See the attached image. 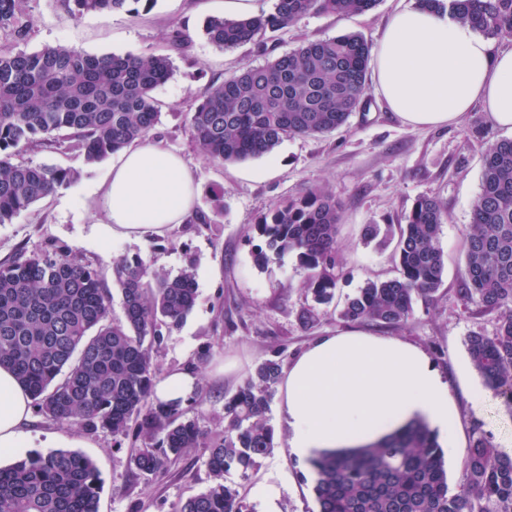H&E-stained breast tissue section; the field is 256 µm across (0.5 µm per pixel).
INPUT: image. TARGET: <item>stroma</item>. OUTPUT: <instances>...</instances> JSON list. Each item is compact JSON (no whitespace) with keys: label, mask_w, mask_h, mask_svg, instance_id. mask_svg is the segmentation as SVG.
Wrapping results in <instances>:
<instances>
[{"label":"stroma","mask_w":512,"mask_h":512,"mask_svg":"<svg viewBox=\"0 0 512 512\" xmlns=\"http://www.w3.org/2000/svg\"><path fill=\"white\" fill-rule=\"evenodd\" d=\"M411 0H380L372 10L352 17L310 14L286 28L268 33V52L254 44L232 50L215 48L203 34L206 18L224 13V0H139L134 11L90 13L74 20L53 0H27L33 19L29 39L21 50L67 45L94 55L167 54L174 62L172 76L158 86L154 97L161 112L150 132L151 141L179 156L199 185L195 209L207 212V224H175L163 235L136 242L97 245L93 225L105 223L93 187L103 182L111 160L84 164L64 149L31 150L20 161L79 169L78 179L21 212L10 224H0V260L17 249L39 251L65 246L111 277L112 263L139 256L154 268L177 275L193 268L197 301L188 318L163 336L156 354L161 372L174 368L193 371L198 379L189 416L203 430L224 429V395L254 373L262 360L274 356L290 362L321 336L349 329L339 316L347 296L367 281L396 277V243L366 242L368 225L402 223L414 200L428 194L446 205L440 245L445 253L444 282L436 297L414 304L409 323L393 330V337L421 348L448 385L455 407L452 427L458 451L446 455L448 484L456 486L473 436L487 437L499 449L512 448V408L487 389L474 370L464 341L474 331L492 333L496 317L476 313L460 294L464 246L472 221V205L479 193L483 156L490 144L504 138L481 107H474L456 126L414 127L390 112L378 95L366 110L353 113L340 130L320 136L285 138L272 154L239 162H217L193 144L186 116L214 83L223 82L242 66L265 64L269 54L293 51L305 40L360 34L377 43L388 17ZM188 36L182 50L170 47L174 29ZM312 187L328 189L341 204L337 246L343 276L332 303L318 309V318L302 323L313 307L306 288L307 270L295 254L269 255L257 264L262 240L253 230L261 214ZM223 190L215 202V190ZM481 395V411L470 399ZM269 416L276 447L247 476L232 472L230 479L249 503L262 484L278 487L280 506L288 512H317L309 464L292 457L287 432L277 410ZM69 449L93 459L103 479L100 512H130L142 503L143 512H175L187 497L209 483L203 449L184 457L167 475L147 481L136 476L129 460L137 446L132 440L115 442L106 432L35 417L25 430L21 447L0 456L11 464L25 453Z\"/></svg>","instance_id":"35a3bbf8"}]
</instances>
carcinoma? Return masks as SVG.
<instances>
[{"instance_id":"obj_1","label":"carcinoma","mask_w":512,"mask_h":512,"mask_svg":"<svg viewBox=\"0 0 512 512\" xmlns=\"http://www.w3.org/2000/svg\"><path fill=\"white\" fill-rule=\"evenodd\" d=\"M26 0H0V224L71 185L79 172L17 162L27 150L63 146L97 164L146 138L160 118L153 95L173 74L167 55L88 54L71 46L15 50L33 23ZM140 0H57L71 18L130 11ZM379 0H275L267 16L211 17L207 40L224 51L255 43L306 14L349 17ZM449 11L492 37L512 36V0H418ZM372 46L358 33L307 40L262 66H244L211 85L189 117L192 140L212 160L238 162L271 154L291 136L343 127L366 108ZM341 206L311 188L263 214L254 230L266 250L296 254L309 270L315 302L332 301L340 267L336 246ZM444 202L420 196L399 226V276L367 282L347 299L340 317L400 328L414 302L441 287L445 256ZM123 318H112V289ZM463 298L497 315L495 331L465 339L471 363L488 389L512 404V139L485 153L480 192L465 247ZM197 299L193 270L170 276L139 257L113 263L107 282L90 263L63 247L17 250L0 261V366L11 368L43 418L102 430L135 431L141 446L130 458L138 476L169 472L192 449L204 448L210 484L175 512H253L231 470L247 472L270 456L275 434L270 404L282 361L266 359L232 393L224 394V435L209 437L186 416L182 401L153 398V353L163 330L180 326ZM318 512H512V456L487 438H473L455 490L436 433L423 421L360 452L310 461ZM103 480L95 463L73 450L29 452L0 466V512H99Z\"/></svg>"}]
</instances>
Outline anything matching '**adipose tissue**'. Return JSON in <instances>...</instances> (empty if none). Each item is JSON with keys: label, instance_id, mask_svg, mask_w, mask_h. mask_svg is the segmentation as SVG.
<instances>
[{"label": "adipose tissue", "instance_id": "1", "mask_svg": "<svg viewBox=\"0 0 512 512\" xmlns=\"http://www.w3.org/2000/svg\"><path fill=\"white\" fill-rule=\"evenodd\" d=\"M372 61L376 92L407 124L457 125L478 105L512 132V49H495L449 13L396 10ZM96 192L107 221L93 226L94 239L130 241L182 223L197 183L180 157L145 140L124 149ZM279 396L288 448L301 461L357 450L418 418L456 446L447 385L421 348L400 339L358 330L320 337L285 368ZM31 418L29 394L0 367L1 451L19 447Z\"/></svg>", "mask_w": 512, "mask_h": 512}]
</instances>
